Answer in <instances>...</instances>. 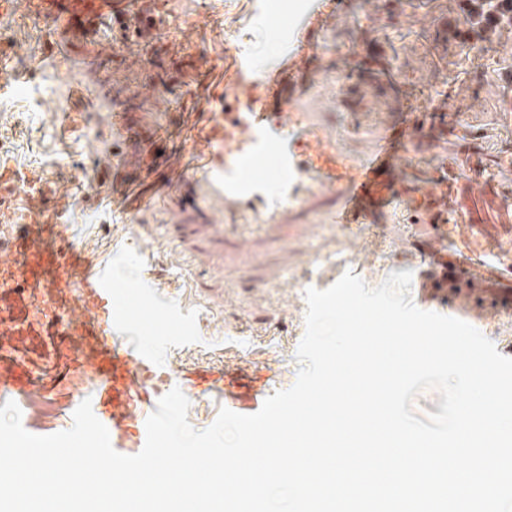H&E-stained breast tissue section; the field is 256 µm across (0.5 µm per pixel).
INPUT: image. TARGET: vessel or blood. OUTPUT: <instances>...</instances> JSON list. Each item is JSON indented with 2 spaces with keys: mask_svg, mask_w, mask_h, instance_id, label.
<instances>
[{
  "mask_svg": "<svg viewBox=\"0 0 512 512\" xmlns=\"http://www.w3.org/2000/svg\"><path fill=\"white\" fill-rule=\"evenodd\" d=\"M30 6L49 20L59 35L67 36L93 30L106 13H124L127 2L30 0ZM342 6V0H321L307 11L306 18L320 27ZM235 76L247 89L245 109L216 116L222 136L212 142L201 166L204 177L222 188L225 200L235 208L268 224L275 222L277 213L266 203L265 187L277 190L282 206L288 207L305 199L310 191L328 186L338 200L335 221L350 230L399 199L398 171L407 161L400 148L409 127L385 130L370 151L355 161L325 146L315 113L294 108L279 73H269L263 83L255 85L249 83L246 69L240 65ZM112 134L123 140L136 137L147 144L159 136L157 130L134 127L123 112L113 113ZM445 182V177H437L435 190L419 201L426 223L441 227L434 243L438 251L448 241L443 229L446 199L436 192ZM54 230L51 224L0 225V244L9 246L21 259L17 267L7 261L0 263V356L13 348L15 337L51 335L45 321L29 312L32 296L41 292L51 295L57 310L63 312L70 309L72 300H79L93 315L79 334L81 348L93 359L98 417L109 431L113 448L123 454L131 436V409L155 403L156 391L149 385L153 367L147 357L122 350L110 339L112 285L104 264L77 248L56 247L47 238ZM450 274L466 288L472 301L466 307L449 303V315L469 323L483 319L485 310L477 303L482 296L480 273H464L457 263ZM238 381L235 374L210 369L185 378L186 386L199 393L227 394Z\"/></svg>",
  "mask_w": 512,
  "mask_h": 512,
  "instance_id": "obj_1",
  "label": "vessel or blood"
}]
</instances>
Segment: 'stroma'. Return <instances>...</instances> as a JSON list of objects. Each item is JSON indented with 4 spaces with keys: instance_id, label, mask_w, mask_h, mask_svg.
I'll return each mask as SVG.
<instances>
[{
    "instance_id": "stroma-1",
    "label": "stroma",
    "mask_w": 512,
    "mask_h": 512,
    "mask_svg": "<svg viewBox=\"0 0 512 512\" xmlns=\"http://www.w3.org/2000/svg\"><path fill=\"white\" fill-rule=\"evenodd\" d=\"M347 2L308 36L306 73L291 77L297 107L319 113L327 137L355 159L386 127L433 114L408 145L402 200L353 236L330 223L336 195L320 189L245 240L242 216L225 212L222 193L196 174L195 148L213 115L243 95L232 78L239 56L256 78L292 67L289 38L305 0H141L127 19L63 41L29 0L0 12V224L54 216L57 246L104 254L112 336L153 358L161 392L198 367L243 371L242 408L256 405L251 375L292 387L309 277L349 256L371 288L394 272L420 279L431 227L415 223L412 208L439 167L448 214L463 219L448 230L447 259L460 240L475 257L512 248V167L503 165L512 157V30L474 34L465 0ZM116 112L164 142L149 151L113 140ZM131 177L127 212L113 213L112 193ZM72 380L61 370L46 390L0 389V406L17 403L30 433L69 429L94 395Z\"/></svg>"
}]
</instances>
